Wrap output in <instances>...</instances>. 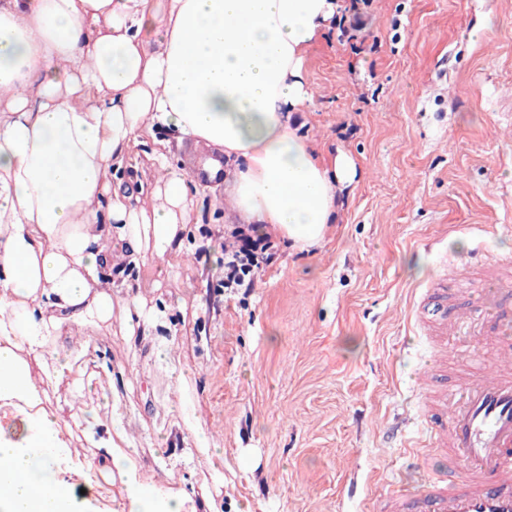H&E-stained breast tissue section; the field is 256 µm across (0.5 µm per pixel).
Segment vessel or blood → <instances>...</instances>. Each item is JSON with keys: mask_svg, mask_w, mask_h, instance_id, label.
<instances>
[{"mask_svg": "<svg viewBox=\"0 0 512 512\" xmlns=\"http://www.w3.org/2000/svg\"><path fill=\"white\" fill-rule=\"evenodd\" d=\"M450 270L482 274L483 304L449 311L448 290L423 289L414 315L420 330L440 336L443 346L470 349L481 336L512 353V266L493 259L484 247ZM401 440L421 463L431 452L459 463L457 472L430 474L413 493L389 494L386 512H512V363L465 379L437 394L420 426Z\"/></svg>", "mask_w": 512, "mask_h": 512, "instance_id": "vessel-or-blood-1", "label": "vessel or blood"}]
</instances>
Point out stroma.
Instances as JSON below:
<instances>
[{
	"label": "stroma",
	"instance_id": "stroma-1",
	"mask_svg": "<svg viewBox=\"0 0 512 512\" xmlns=\"http://www.w3.org/2000/svg\"><path fill=\"white\" fill-rule=\"evenodd\" d=\"M364 20L345 43L328 22L306 54L299 132L357 169L320 246L278 241L250 292L224 288L217 259L238 217L204 183L173 268L112 244L113 297L141 294L157 321L133 337L87 329L72 376L117 390L142 476L196 512H375L451 466L407 464L392 429L425 411L433 338L413 329L416 293L483 242L480 225H512V0H370ZM165 146L179 169L199 158L158 125L110 182L150 185ZM57 468L75 512L123 495L91 455Z\"/></svg>",
	"mask_w": 512,
	"mask_h": 512
}]
</instances>
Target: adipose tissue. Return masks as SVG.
Listing matches in <instances>:
<instances>
[{"label":"adipose tissue","instance_id":"ef3b65f1","mask_svg":"<svg viewBox=\"0 0 512 512\" xmlns=\"http://www.w3.org/2000/svg\"><path fill=\"white\" fill-rule=\"evenodd\" d=\"M333 0H0V407L25 418L22 442L0 437V512H70L50 463L68 453L49 390L86 351L88 325L148 319L138 296L112 300V239L142 264L170 265L193 211V180L165 154L148 207L107 174L161 124L224 155V192L246 224L303 251L336 216L354 162L318 155L292 113L311 101L304 54ZM67 336L70 354L45 358ZM75 425L123 485L121 512H187L182 493L143 480L120 399L72 384Z\"/></svg>","mask_w":512,"mask_h":512}]
</instances>
